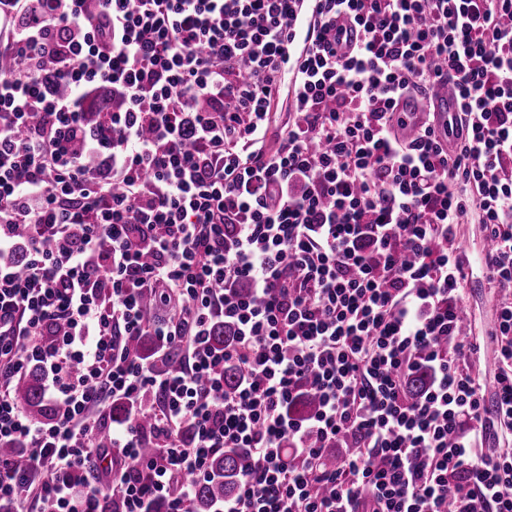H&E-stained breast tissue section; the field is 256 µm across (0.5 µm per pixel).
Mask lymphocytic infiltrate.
<instances>
[{
    "instance_id": "lymphocytic-infiltrate-1",
    "label": "lymphocytic infiltrate",
    "mask_w": 512,
    "mask_h": 512,
    "mask_svg": "<svg viewBox=\"0 0 512 512\" xmlns=\"http://www.w3.org/2000/svg\"><path fill=\"white\" fill-rule=\"evenodd\" d=\"M342 15L363 34L346 58ZM442 79L453 147L428 124L400 139L397 98ZM102 84L112 109L92 126ZM91 159L105 180L86 179ZM474 213L500 291L490 409L453 246ZM149 296L181 305L155 324ZM219 322L235 328L221 350ZM145 335L182 366L155 371L132 349ZM31 368L43 420L11 392ZM309 392L315 411L295 414ZM498 424L512 425V0H0V445L27 460L0 459L9 512H194L227 448L243 458L219 512H512V450H486ZM339 442L353 452L323 469Z\"/></svg>"
}]
</instances>
